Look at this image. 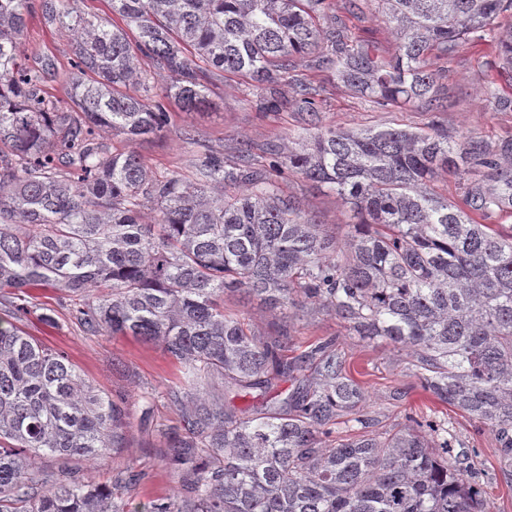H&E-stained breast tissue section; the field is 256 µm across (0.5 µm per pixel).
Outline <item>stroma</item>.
<instances>
[{"mask_svg":"<svg viewBox=\"0 0 512 512\" xmlns=\"http://www.w3.org/2000/svg\"><path fill=\"white\" fill-rule=\"evenodd\" d=\"M21 50L32 66L43 54L54 55L57 72L49 77L48 85L56 98L67 100L75 73L67 36L35 22L29 25ZM486 69L484 59L470 53L460 54L449 64L450 97L441 112L385 108L329 82L321 94L322 119L327 124L354 129L419 130L439 124L456 138L474 132L493 140L512 133V112L488 109L483 96ZM207 97L206 109L177 112L173 124L161 133L134 141L116 136L112 143L119 150L138 155L153 174L187 175L191 172L192 140L206 142L230 163L245 150L255 157L264 155L272 146L287 150L301 132L302 124L291 110L262 111L255 88L245 81L212 77L207 83ZM282 186L300 199L306 212L326 231L337 232L339 225L351 222V212L340 206L326 187L292 173L283 176ZM69 304L68 294L53 293L47 305L55 311L57 327H46L33 318L24 323V330L48 345L66 350L76 370L102 395L124 403L129 415L122 447L111 451L94 467H82V476L102 482L113 472L129 467L142 471L140 485L127 494L136 504L181 492V482L161 461L169 439L182 433L180 413L168 397L169 390L179 383L176 366L158 343L130 336L87 335L70 318ZM224 307L242 315L257 335L275 336L288 331L289 353L293 356L303 354L311 344L337 338L352 376L366 391L363 411L378 420L380 429L404 423L410 415L429 416L431 401L421 390L405 354L392 345L345 335L335 316L324 311L291 319L237 294L225 295ZM146 394L151 397V412L147 415L142 412V397ZM452 421L457 446L475 451L481 464L478 479L486 491V512H512V493L502 484L495 434L458 414L453 415Z\"/></svg>","mask_w":512,"mask_h":512,"instance_id":"35a3bbf8","label":"stroma"}]
</instances>
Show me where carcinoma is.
Wrapping results in <instances>:
<instances>
[{"instance_id":"carcinoma-1","label":"carcinoma","mask_w":512,"mask_h":512,"mask_svg":"<svg viewBox=\"0 0 512 512\" xmlns=\"http://www.w3.org/2000/svg\"><path fill=\"white\" fill-rule=\"evenodd\" d=\"M0 0V290L16 319L57 327L41 296L91 336L161 343L180 372L170 391L183 435L162 462L185 492L131 508L143 473L103 485L44 457L93 463L121 446L127 415L67 354L0 328V512H485L478 462L448 458L452 423L375 436L365 389L333 340L285 354L224 311V295L271 310H326L347 330L405 353L423 391L495 431L512 490V135L459 139L432 125L323 123L324 81L391 108L439 111L452 62L494 58L487 102L512 112V0H371L391 49L349 25L335 0ZM39 20L68 33L70 103L46 90L55 60H22ZM260 89V108L293 107L305 134L264 164L195 141L192 177L155 176L109 136L134 139L207 105L213 71ZM288 83L292 99L277 84ZM290 172L352 213L327 234L282 190ZM458 186L448 198V181ZM287 379L294 388L269 398ZM255 394L243 409L237 398Z\"/></svg>"}]
</instances>
